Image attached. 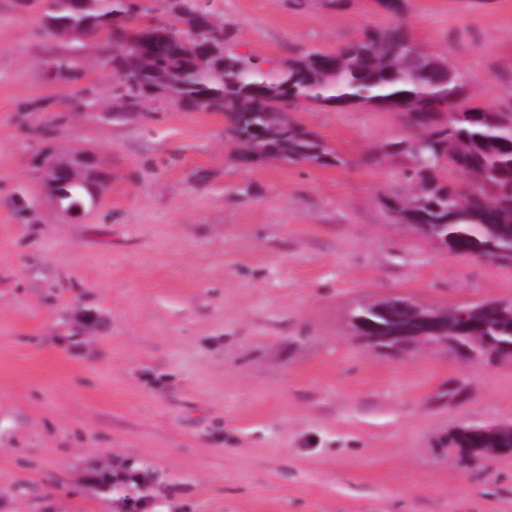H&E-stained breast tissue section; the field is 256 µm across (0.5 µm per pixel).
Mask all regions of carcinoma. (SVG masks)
<instances>
[{
	"instance_id": "1",
	"label": "carcinoma",
	"mask_w": 512,
	"mask_h": 512,
	"mask_svg": "<svg viewBox=\"0 0 512 512\" xmlns=\"http://www.w3.org/2000/svg\"><path fill=\"white\" fill-rule=\"evenodd\" d=\"M43 2L41 25L56 37L67 28L75 39H95L112 60L114 96L131 108L145 101L173 102L186 109L224 114L227 131L242 142L262 127L273 134L274 158L285 164L338 166L341 156L298 122L282 128L283 106L347 108L374 106L403 116L416 135L392 142L383 154L399 158L404 191L385 196V204L400 207L398 222L425 224L448 238V253L477 252L512 259V108L494 106L471 112H450L443 118L414 105L423 93L439 94L462 86L461 75L448 83L432 77L438 60L413 42L399 24L366 28L332 52L293 57L281 69L262 68L250 54L228 47V36L209 29L195 33L208 59L176 52L182 17L210 13L209 0H177L166 13L141 22L140 6L129 0H35ZM163 30L164 39L154 37ZM58 79L75 75V61H54ZM392 296L360 306L354 316L379 325L390 336L408 324L421 332V314L401 307ZM479 342L454 314L441 319L440 335L455 351L469 346L481 354L495 343L512 344V300H488L467 305ZM448 447L459 461L474 465L512 445L498 425L458 424L448 430Z\"/></svg>"
}]
</instances>
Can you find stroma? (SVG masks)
<instances>
[{
    "label": "stroma",
    "mask_w": 512,
    "mask_h": 512,
    "mask_svg": "<svg viewBox=\"0 0 512 512\" xmlns=\"http://www.w3.org/2000/svg\"><path fill=\"white\" fill-rule=\"evenodd\" d=\"M211 9L234 50L280 66L393 22L373 0ZM400 22L473 101L512 106V0H407ZM69 53L64 83L51 64ZM112 86L98 42L46 37L0 0V512H121L125 487L89 477L125 468L154 512H512V458L464 468L442 444L462 422L512 423V362L395 358L349 325L395 295L512 299L511 268L390 217L397 160L359 159L412 137L403 118L298 108L343 165L245 163L222 114L129 111ZM82 149L104 183L75 218L43 161Z\"/></svg>",
    "instance_id": "1"
}]
</instances>
